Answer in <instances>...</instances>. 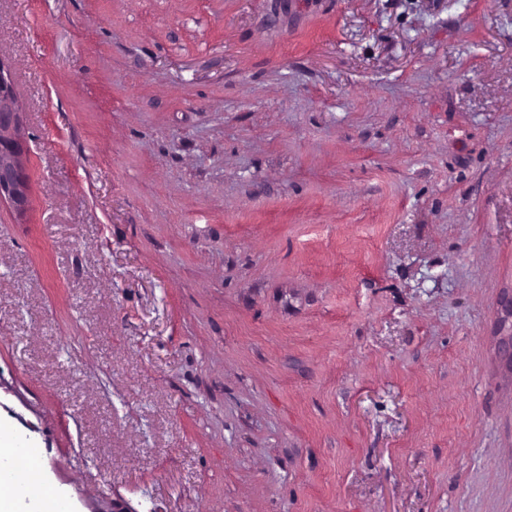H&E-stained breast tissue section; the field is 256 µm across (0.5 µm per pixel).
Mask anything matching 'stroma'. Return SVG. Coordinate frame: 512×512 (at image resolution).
<instances>
[{"mask_svg":"<svg viewBox=\"0 0 512 512\" xmlns=\"http://www.w3.org/2000/svg\"><path fill=\"white\" fill-rule=\"evenodd\" d=\"M0 434L74 512H512V0H0ZM20 112L8 77L0 69V200L8 199L23 213L30 185L23 172Z\"/></svg>","mask_w":512,"mask_h":512,"instance_id":"1","label":"stroma"}]
</instances>
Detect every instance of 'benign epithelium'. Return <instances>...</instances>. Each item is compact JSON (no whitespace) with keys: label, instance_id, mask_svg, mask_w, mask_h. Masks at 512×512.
<instances>
[{"label":"benign epithelium","instance_id":"obj_1","mask_svg":"<svg viewBox=\"0 0 512 512\" xmlns=\"http://www.w3.org/2000/svg\"><path fill=\"white\" fill-rule=\"evenodd\" d=\"M20 137L19 108L11 82L0 69V200H9L22 213L28 207L30 185L23 172Z\"/></svg>","mask_w":512,"mask_h":512}]
</instances>
